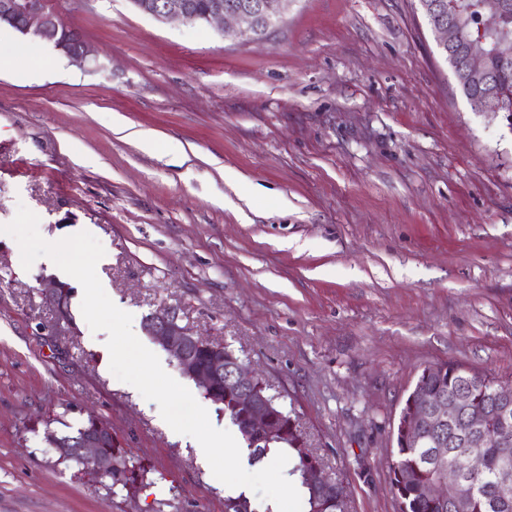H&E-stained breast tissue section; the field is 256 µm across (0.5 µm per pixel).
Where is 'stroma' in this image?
I'll return each instance as SVG.
<instances>
[{
    "instance_id": "stroma-1",
    "label": "stroma",
    "mask_w": 512,
    "mask_h": 512,
    "mask_svg": "<svg viewBox=\"0 0 512 512\" xmlns=\"http://www.w3.org/2000/svg\"><path fill=\"white\" fill-rule=\"evenodd\" d=\"M55 6L91 63L0 70V225L21 205L50 242L92 225L97 275L144 345L145 316L174 309L265 379L349 512H399L394 436L422 370L512 385L506 113L471 110L419 0H294L261 40L131 0ZM116 115L154 152L113 133ZM19 256L1 237L0 512H224L191 437L103 369L79 282L59 317L42 294L55 272ZM61 413L107 421L150 487L109 494L58 463L42 426Z\"/></svg>"
}]
</instances>
